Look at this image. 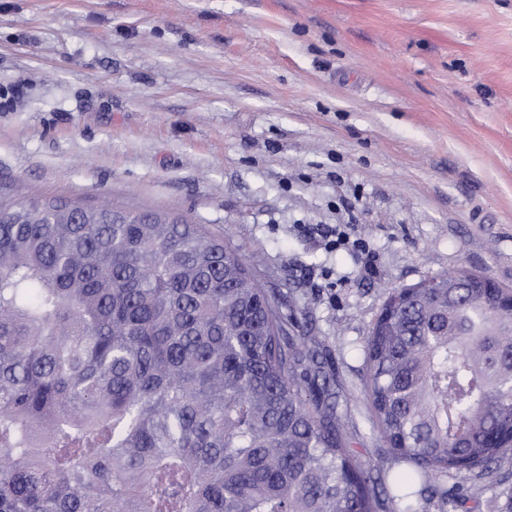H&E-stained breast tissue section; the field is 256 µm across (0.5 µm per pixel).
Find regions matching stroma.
<instances>
[{"instance_id": "35a3bbf8", "label": "stroma", "mask_w": 512, "mask_h": 512, "mask_svg": "<svg viewBox=\"0 0 512 512\" xmlns=\"http://www.w3.org/2000/svg\"><path fill=\"white\" fill-rule=\"evenodd\" d=\"M0 194L223 236L397 470L364 359L393 289L512 287V0H0ZM492 470L453 478L465 512H512V453Z\"/></svg>"}]
</instances>
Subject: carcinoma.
Wrapping results in <instances>:
<instances>
[{"instance_id":"obj_1","label":"carcinoma","mask_w":512,"mask_h":512,"mask_svg":"<svg viewBox=\"0 0 512 512\" xmlns=\"http://www.w3.org/2000/svg\"><path fill=\"white\" fill-rule=\"evenodd\" d=\"M474 284L399 288L366 337L401 512L512 452V312ZM293 323L203 224L0 197V512H377Z\"/></svg>"}]
</instances>
